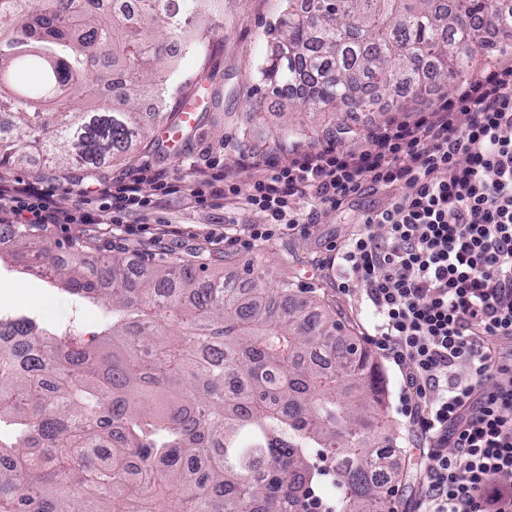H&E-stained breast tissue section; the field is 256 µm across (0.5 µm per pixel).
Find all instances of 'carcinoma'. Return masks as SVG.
<instances>
[{"instance_id": "cac0c4a2", "label": "carcinoma", "mask_w": 512, "mask_h": 512, "mask_svg": "<svg viewBox=\"0 0 512 512\" xmlns=\"http://www.w3.org/2000/svg\"><path fill=\"white\" fill-rule=\"evenodd\" d=\"M263 84L306 112H364L373 98L450 88L512 32L501 0H286ZM475 19L468 27L460 16ZM204 38L168 0L133 23L82 0H0V167L35 152L93 172L151 146L141 100L176 75L168 43ZM111 101L84 105L99 61ZM11 257L102 308L101 344L71 328L10 318L0 342V512H303L336 470L334 512H390L384 388L373 355L294 283L263 288L201 276L205 263L147 265L112 248L89 269L79 240L61 259L30 227L6 224Z\"/></svg>"}]
</instances>
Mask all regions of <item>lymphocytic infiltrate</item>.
<instances>
[{
    "label": "lymphocytic infiltrate",
    "instance_id": "f902f5d3",
    "mask_svg": "<svg viewBox=\"0 0 512 512\" xmlns=\"http://www.w3.org/2000/svg\"><path fill=\"white\" fill-rule=\"evenodd\" d=\"M369 139L370 149L307 152L258 179L245 165L220 188L201 176L172 185L146 165L117 186L93 182L95 211H62L32 184L0 183V215L129 234L154 207L140 190L153 181L168 195L263 212L266 223L246 230L254 243L308 228L295 200L335 208L366 186L391 193L338 248L347 274L337 288L365 301L367 340L399 370L401 412L426 450L415 512H512V67Z\"/></svg>",
    "mask_w": 512,
    "mask_h": 512
}]
</instances>
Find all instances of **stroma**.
<instances>
[{
    "label": "stroma",
    "instance_id": "obj_1",
    "mask_svg": "<svg viewBox=\"0 0 512 512\" xmlns=\"http://www.w3.org/2000/svg\"><path fill=\"white\" fill-rule=\"evenodd\" d=\"M283 8V0H219L213 13L195 16L206 49L199 54H180L177 79L163 109L179 111L184 95L190 93H204L206 100L197 107V123L184 131L181 145L160 140L155 149L140 157V164L164 173L173 184L201 171L217 180L228 178L248 162L254 165L253 176L259 177L267 169L288 166L299 154L314 148L331 147L341 153L368 149L372 128L393 119L414 118L428 101L447 97V90L434 88L406 108L399 99L382 97L373 111L354 114L352 125L358 130L354 136L344 133L341 122L320 116L315 121L314 139L300 141L288 150L243 142V112L257 109L261 124L271 128L288 119L287 102L259 88L255 78L257 66L274 47L268 25L280 17ZM0 181L36 184L50 193L53 206L60 210L71 209L79 198L78 180L41 160L32 167L0 168ZM141 192L156 202L148 225L131 236L112 235L113 243L155 255L163 253L170 258L187 248L203 247L212 253L208 275L238 276L248 262L258 285L270 288L278 285L285 272H292L297 295L310 292L317 299L332 303L337 319L353 326L356 334L366 333L371 319L359 314L355 297L338 290L344 269L334 264L333 259L337 245L348 237L362 215L388 203L387 193L368 188L339 208L315 206V222L308 232L278 231L268 241L248 247L232 237L215 238L213 232L231 218L243 227L264 223L263 213L242 209L230 212L213 200L166 195L150 182L142 183ZM0 308L39 321L73 323L76 334L88 344L95 343L101 321L99 308L73 302L66 293L9 259L0 262ZM379 365L386 389V411L396 430L391 446L395 455L409 462L408 468L384 492L396 512H413L419 451L412 428L401 413L399 371L384 359Z\"/></svg>",
    "mask_w": 512,
    "mask_h": 512
}]
</instances>
